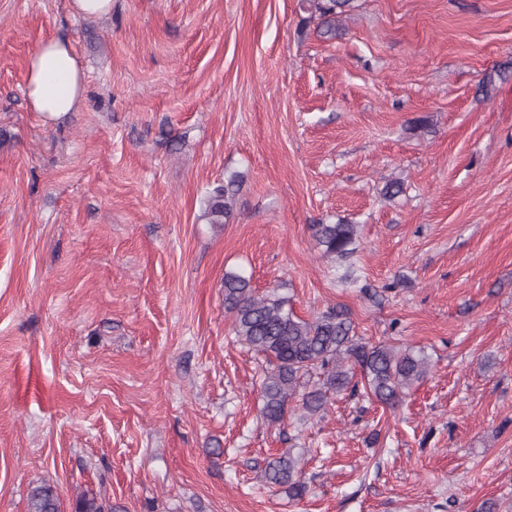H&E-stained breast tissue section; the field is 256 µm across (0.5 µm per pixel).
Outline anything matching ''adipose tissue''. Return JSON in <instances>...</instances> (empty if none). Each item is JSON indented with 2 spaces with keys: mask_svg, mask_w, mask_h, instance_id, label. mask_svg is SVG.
<instances>
[{
  "mask_svg": "<svg viewBox=\"0 0 512 512\" xmlns=\"http://www.w3.org/2000/svg\"><path fill=\"white\" fill-rule=\"evenodd\" d=\"M27 96L32 111L54 124L76 111L85 90L82 66L65 40L43 41L28 56Z\"/></svg>",
  "mask_w": 512,
  "mask_h": 512,
  "instance_id": "adipose-tissue-1",
  "label": "adipose tissue"
}]
</instances>
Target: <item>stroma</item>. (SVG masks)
<instances>
[{
  "label": "stroma",
  "instance_id": "stroma-1",
  "mask_svg": "<svg viewBox=\"0 0 512 512\" xmlns=\"http://www.w3.org/2000/svg\"><path fill=\"white\" fill-rule=\"evenodd\" d=\"M307 6L0 0V512L43 482L64 512H512V0H353L332 38ZM48 38L86 81L53 125L24 94ZM341 219L334 261L311 227ZM228 270L430 374L268 426ZM288 449L298 500L264 479ZM236 179H230L224 185L213 189L206 200L202 219L209 224H225L231 216L238 192ZM313 237L326 257L349 259L356 252L357 225L339 221L312 225Z\"/></svg>",
  "mask_w": 512,
  "mask_h": 512
}]
</instances>
